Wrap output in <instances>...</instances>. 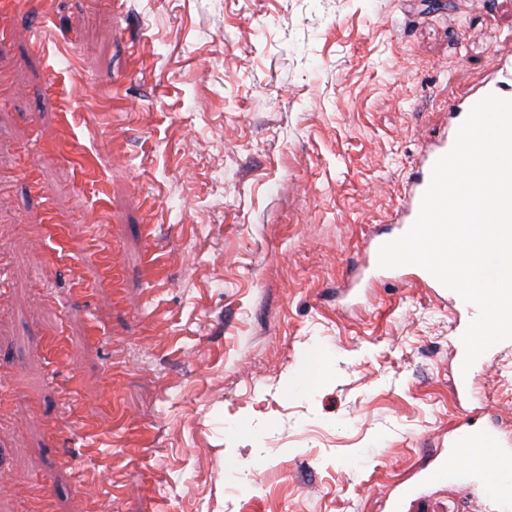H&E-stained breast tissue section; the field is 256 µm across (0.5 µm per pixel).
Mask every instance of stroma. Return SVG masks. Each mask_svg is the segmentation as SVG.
I'll return each instance as SVG.
<instances>
[{
  "label": "stroma",
  "mask_w": 512,
  "mask_h": 512,
  "mask_svg": "<svg viewBox=\"0 0 512 512\" xmlns=\"http://www.w3.org/2000/svg\"><path fill=\"white\" fill-rule=\"evenodd\" d=\"M511 57L512 0L0 10V378L36 393L0 408V512H34L37 477L55 512H499L436 477L470 407L453 300L344 280ZM91 224L119 289L74 249ZM475 385L512 443V345Z\"/></svg>",
  "instance_id": "1"
}]
</instances>
